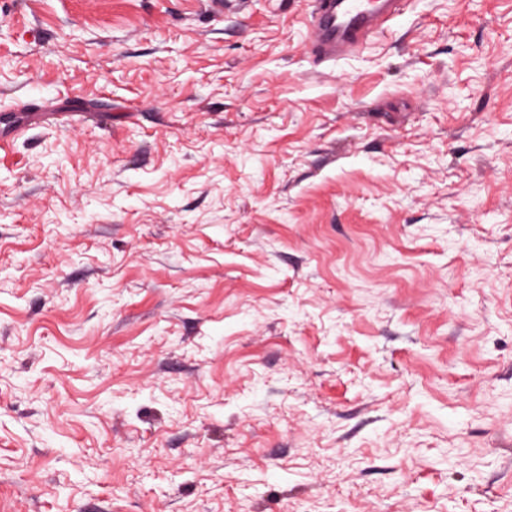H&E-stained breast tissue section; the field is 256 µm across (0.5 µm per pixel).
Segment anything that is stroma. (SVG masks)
I'll use <instances>...</instances> for the list:
<instances>
[{
  "label": "stroma",
  "instance_id": "obj_1",
  "mask_svg": "<svg viewBox=\"0 0 512 512\" xmlns=\"http://www.w3.org/2000/svg\"><path fill=\"white\" fill-rule=\"evenodd\" d=\"M0 0V512H512V0ZM407 0H312L307 52L318 64L350 55L403 12Z\"/></svg>",
  "mask_w": 512,
  "mask_h": 512
}]
</instances>
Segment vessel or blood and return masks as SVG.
Instances as JSON below:
<instances>
[{
	"mask_svg": "<svg viewBox=\"0 0 512 512\" xmlns=\"http://www.w3.org/2000/svg\"><path fill=\"white\" fill-rule=\"evenodd\" d=\"M406 0H312L306 49L317 63L355 53L399 16Z\"/></svg>",
	"mask_w": 512,
	"mask_h": 512,
	"instance_id": "b4317fda",
	"label": "vessel or blood"
}]
</instances>
